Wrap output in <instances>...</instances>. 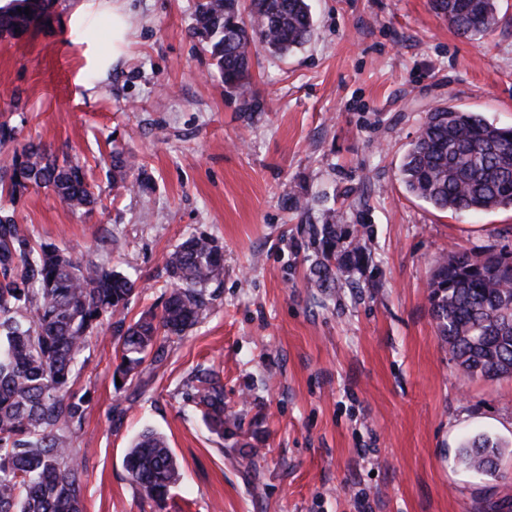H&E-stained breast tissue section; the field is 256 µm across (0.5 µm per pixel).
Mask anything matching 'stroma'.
Returning <instances> with one entry per match:
<instances>
[{
    "label": "stroma",
    "instance_id": "1",
    "mask_svg": "<svg viewBox=\"0 0 512 512\" xmlns=\"http://www.w3.org/2000/svg\"><path fill=\"white\" fill-rule=\"evenodd\" d=\"M58 0L51 25L0 38V123L84 165L101 203L75 214L51 191L0 198L24 234L138 278L129 318L160 310L166 256L206 234L224 250L216 299L161 367L116 389L109 332L81 353L86 394L75 444L86 512H512V377L467 378L428 301L452 249L512 250V210H435L399 179L431 109L448 103L512 127V0L479 40L429 0H311L310 42L258 51L246 112L193 35L197 0H126L131 42L107 79L88 69L112 50L108 14L86 31ZM128 153L148 190L114 189L111 154ZM336 223V254L361 243L349 281L312 287V231ZM214 373L239 426L211 433L191 401ZM163 432L182 484L165 510L141 499L125 454ZM505 443L498 471L460 464L478 433Z\"/></svg>",
    "mask_w": 512,
    "mask_h": 512
}]
</instances>
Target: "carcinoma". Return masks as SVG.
Returning <instances> with one entry per match:
<instances>
[{"instance_id":"carcinoma-1","label":"carcinoma","mask_w":512,"mask_h":512,"mask_svg":"<svg viewBox=\"0 0 512 512\" xmlns=\"http://www.w3.org/2000/svg\"><path fill=\"white\" fill-rule=\"evenodd\" d=\"M55 0H10L0 7V36L21 38L45 25ZM430 0L436 15L468 39L499 23L494 0ZM30 8V14L23 12ZM314 30L309 0H198L193 34L205 43L225 89L245 112L260 110L252 92V53L261 46L283 55L307 43ZM131 159L111 156L112 186L146 188L140 172L130 178ZM405 189L439 211L512 208V128L489 123L477 112L448 106L428 113L421 135L399 170ZM50 190L73 211L90 212L97 198L83 167L59 159L48 147L28 143L14 150L9 183L0 188L15 200L29 188ZM322 260L311 282L329 288L364 259L356 245L336 259V225L314 230ZM169 288L161 312L127 320L137 281L105 263H83L55 243L34 244L10 211L0 210V512H85L81 486L85 468L74 447L82 428L85 396L73 391L79 355L108 327L118 363L113 377L127 384L146 359L159 366L165 341L181 337L199 319L221 282L224 254L204 234L184 239L167 257ZM429 303L439 335L469 377L512 375V251L452 250L437 260L429 282ZM193 401L206 426L222 436L236 425L224 408V387L211 372L193 376ZM503 444L487 435L465 442L461 462L480 476L493 474ZM130 482L158 509L166 507L182 473L169 441L147 429L125 456Z\"/></svg>"}]
</instances>
